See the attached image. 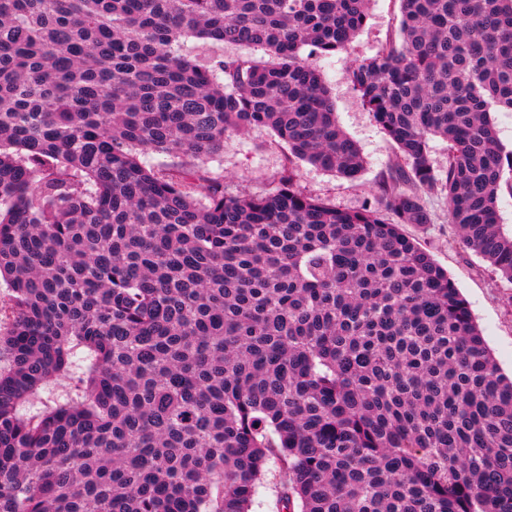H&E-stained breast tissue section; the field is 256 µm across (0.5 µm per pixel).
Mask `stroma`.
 Listing matches in <instances>:
<instances>
[{"mask_svg":"<svg viewBox=\"0 0 512 512\" xmlns=\"http://www.w3.org/2000/svg\"><path fill=\"white\" fill-rule=\"evenodd\" d=\"M400 19L399 0H371L366 23L347 51L319 54L306 47L301 50L302 57L319 71L328 86L339 126L357 142L365 158L362 177L355 184L309 163H297L298 188L339 209L358 210L375 204L379 179L397 161L395 144L363 107L346 79V69L355 61L375 55L397 32ZM287 156V147L275 133L259 127L233 134L224 151L194 163L186 157L158 153L143 155L142 161L174 174L196 164L207 179L223 183L225 193L238 195L262 194L277 188ZM426 203L436 215L435 223L407 224L403 231L454 280L501 372L511 375L512 283L463 247L454 225L448 222V206L443 198L430 196Z\"/></svg>","mask_w":512,"mask_h":512,"instance_id":"1","label":"stroma"}]
</instances>
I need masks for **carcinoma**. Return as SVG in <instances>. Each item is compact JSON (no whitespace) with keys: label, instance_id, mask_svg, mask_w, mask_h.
I'll list each match as a JSON object with an SVG mask.
<instances>
[{"label":"carcinoma","instance_id":"1","mask_svg":"<svg viewBox=\"0 0 512 512\" xmlns=\"http://www.w3.org/2000/svg\"><path fill=\"white\" fill-rule=\"evenodd\" d=\"M400 9L346 71L399 161L377 206L340 210L294 183L298 161L364 169L300 50H347L368 0H0V512H250L266 478L282 512H512V377L402 231L441 196L512 283L491 119L512 112V0ZM187 37L271 61L205 67ZM255 127L288 147L272 192L213 181L203 203L198 170L139 159ZM78 374L73 375L71 378H64L52 382L47 388L42 389L39 398L35 401L34 405L25 404L22 407V413H28L36 409H43L45 406L53 405L57 398L66 393H74L78 386Z\"/></svg>","mask_w":512,"mask_h":512}]
</instances>
